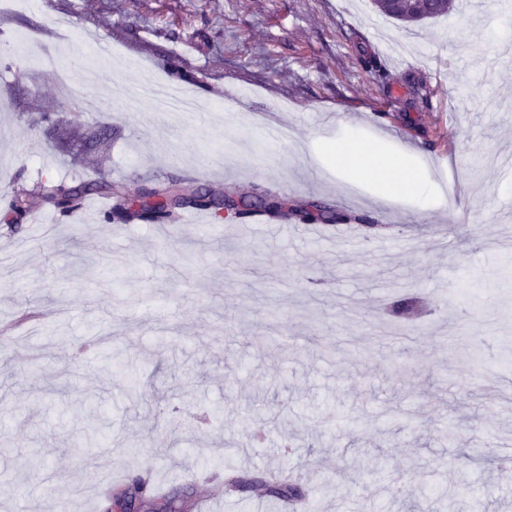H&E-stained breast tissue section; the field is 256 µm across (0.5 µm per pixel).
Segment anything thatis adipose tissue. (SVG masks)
Masks as SVG:
<instances>
[{
  "mask_svg": "<svg viewBox=\"0 0 512 512\" xmlns=\"http://www.w3.org/2000/svg\"><path fill=\"white\" fill-rule=\"evenodd\" d=\"M332 153L337 161L357 170L361 176L382 184L388 196L408 200L425 211H437L428 179L407 163L410 148H402L395 155H384L350 133L337 139Z\"/></svg>",
  "mask_w": 512,
  "mask_h": 512,
  "instance_id": "adipose-tissue-1",
  "label": "adipose tissue"
}]
</instances>
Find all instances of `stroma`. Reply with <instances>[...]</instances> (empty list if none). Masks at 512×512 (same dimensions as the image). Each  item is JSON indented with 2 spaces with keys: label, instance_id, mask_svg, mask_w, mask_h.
<instances>
[{
  "label": "stroma",
  "instance_id": "stroma-1",
  "mask_svg": "<svg viewBox=\"0 0 512 512\" xmlns=\"http://www.w3.org/2000/svg\"><path fill=\"white\" fill-rule=\"evenodd\" d=\"M96 14L130 78L157 74L196 92L212 122L96 92L90 43L63 24ZM477 47L459 44L461 22ZM496 0L408 26L371 0H24L0 8V185L31 194L46 177L128 190L178 181L271 194L369 219L368 240L335 244L293 224L167 228L93 221L92 196L66 212L0 228V512H106V474L141 478L138 512L222 499L223 512H278L228 473L306 474L297 512H407L421 475L424 512L452 500L512 512L511 35ZM176 61L161 68L160 58ZM374 59L386 73L366 69ZM99 93L98 111L86 95ZM272 114L269 148L243 115ZM356 126L448 185L444 213L377 204L376 184L303 145ZM412 298L410 314L394 302ZM46 464L35 470L30 454Z\"/></svg>",
  "mask_w": 512,
  "mask_h": 512
}]
</instances>
